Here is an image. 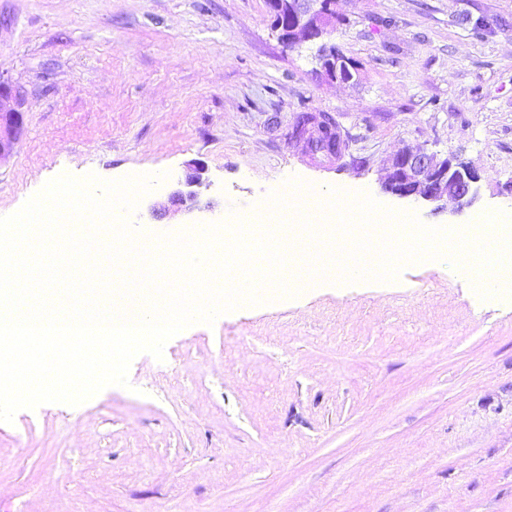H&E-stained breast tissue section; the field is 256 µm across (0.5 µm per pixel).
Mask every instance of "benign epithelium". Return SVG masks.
<instances>
[{
    "label": "benign epithelium",
    "instance_id": "benign-epithelium-1",
    "mask_svg": "<svg viewBox=\"0 0 512 512\" xmlns=\"http://www.w3.org/2000/svg\"><path fill=\"white\" fill-rule=\"evenodd\" d=\"M272 28L278 39L293 47L303 40H313L333 28L336 15L334 0H269ZM322 74L332 81L353 79L357 66L333 44L320 47ZM20 93L0 76V160L8 155L22 126ZM205 169L194 164L169 195L177 213L190 214L200 209V193ZM480 177L469 163L458 157H443L425 147H406L394 154L390 167L380 181L383 193L423 200L442 211L440 202L451 200L456 211L472 207L479 199Z\"/></svg>",
    "mask_w": 512,
    "mask_h": 512
}]
</instances>
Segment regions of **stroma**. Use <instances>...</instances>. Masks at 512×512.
I'll use <instances>...</instances> for the list:
<instances>
[{
	"mask_svg": "<svg viewBox=\"0 0 512 512\" xmlns=\"http://www.w3.org/2000/svg\"><path fill=\"white\" fill-rule=\"evenodd\" d=\"M334 10L348 83L277 39L268 0H0V75L23 93L0 217L63 174L161 175L130 216L150 236L250 216L291 180L428 225L512 209V0ZM305 113L342 159L311 152ZM406 146L474 166L478 202L384 194ZM194 163L205 209L152 217ZM128 381L0 423V512H512V291L481 298L450 256L193 324Z\"/></svg>",
	"mask_w": 512,
	"mask_h": 512,
	"instance_id": "stroma-1",
	"label": "stroma"
}]
</instances>
